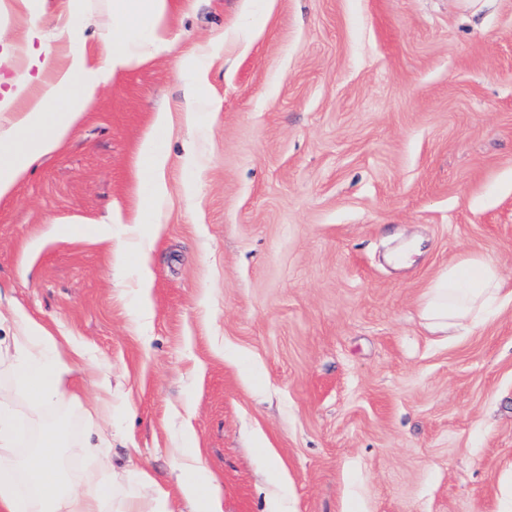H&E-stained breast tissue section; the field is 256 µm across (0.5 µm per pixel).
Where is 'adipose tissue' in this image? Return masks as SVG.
<instances>
[{"instance_id":"adipose-tissue-1","label":"adipose tissue","mask_w":512,"mask_h":512,"mask_svg":"<svg viewBox=\"0 0 512 512\" xmlns=\"http://www.w3.org/2000/svg\"><path fill=\"white\" fill-rule=\"evenodd\" d=\"M85 0H65L64 33L70 49L65 65H57L49 40L38 28L28 37L31 74L15 82L0 96V199L9 196L39 159L60 149L97 99L100 87L141 61L147 49L165 41L168 0H109L110 7L97 24L102 31L99 51L89 56L80 46L86 21ZM23 109H15L18 99ZM169 127L167 113H157L146 134L140 157L143 177L153 202H161L166 188L160 178L166 156L159 140ZM504 299V283L494 263L478 254L449 265L426 288L421 315L435 331L448 333L482 325L494 306ZM13 334L7 348H0V365L14 369V382L37 403L67 398L68 376L91 374L96 398L112 405L108 374L89 362L80 350L64 354L56 337L20 310L0 315V325ZM14 395L0 387V512H173L168 491L150 475L141 486L116 498L114 485L102 481L96 468L88 467L80 480L71 477V464L59 452V431L54 424L39 425L35 442L22 461L10 454L16 444L13 421ZM176 481L186 490L187 512H222V491L209 480L198 453L187 455Z\"/></svg>"}]
</instances>
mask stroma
<instances>
[{"label": "stroma", "instance_id": "35a3bbf8", "mask_svg": "<svg viewBox=\"0 0 512 512\" xmlns=\"http://www.w3.org/2000/svg\"><path fill=\"white\" fill-rule=\"evenodd\" d=\"M170 3L167 48L0 200V312L112 379L108 417L74 378L62 405L19 403V450L41 418L75 461L111 427V472H147L174 512L181 448L223 512H504L512 301L450 339L420 300L472 253L512 290V0ZM62 12L0 0V78L25 71L28 25ZM159 112L167 194L144 206L137 154ZM203 97L200 94L199 87L194 79L189 75L184 76V102L185 113L189 122H194L200 111Z\"/></svg>", "mask_w": 512, "mask_h": 512}]
</instances>
